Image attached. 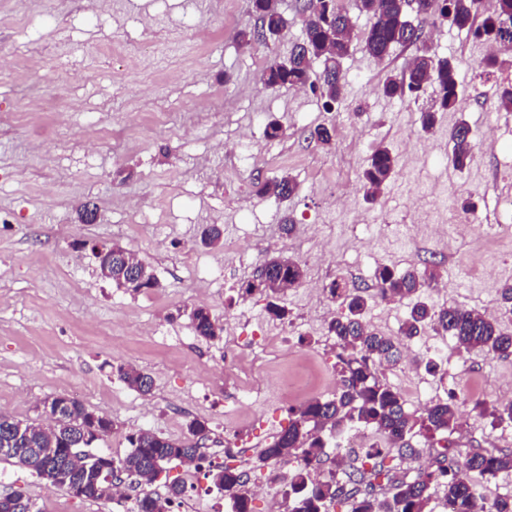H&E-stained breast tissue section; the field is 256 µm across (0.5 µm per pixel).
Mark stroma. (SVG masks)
Masks as SVG:
<instances>
[{"label": "stroma", "instance_id": "1", "mask_svg": "<svg viewBox=\"0 0 512 512\" xmlns=\"http://www.w3.org/2000/svg\"><path fill=\"white\" fill-rule=\"evenodd\" d=\"M297 5L281 0L282 39L247 46L238 34L255 23L250 0H101L94 11L86 0H43L37 14L27 0H0V113L18 103L27 109L22 119L0 120V409L33 421L46 397L77 399L115 421L92 450L116 460L130 451V434L182 440L188 420H204L208 459L221 463L233 451V465L250 476L253 512H268L265 490L288 474L255 466L261 448L287 428L289 409L333 397L338 386L326 324L339 306L309 294L308 284L366 286L379 264L433 267L449 289L429 291L426 302L480 311L512 333L498 296L512 282V111L497 102L512 79L483 74L484 41L428 20V46L459 68L458 107L439 113L434 133L421 132L417 103L377 92L384 75L415 54L412 45L376 62L353 41L344 97L330 109L308 89L263 88L262 70L303 40ZM109 45L118 55H103ZM35 57L41 73L65 80L64 112L46 108L45 87L30 72ZM274 119L285 133L270 139L264 128ZM461 120L478 140L460 171L449 160L448 131ZM319 126L334 127L330 147L310 139ZM242 137L255 143L245 166L232 150ZM420 143L433 152L397 165L367 202L359 176L373 148L400 157ZM284 174L297 184L292 197L256 195V177ZM329 182L353 191V208L331 201ZM465 195L476 204V234L460 226ZM421 207L446 221L449 251L403 236ZM285 216L296 226L289 236ZM208 224L223 227L221 245L201 244ZM238 238L259 258L283 254L302 265L303 285L280 296L287 319L268 313L265 296L240 295L258 263L228 253ZM115 242L149 265L157 287L133 292L101 277L91 247ZM200 305L223 323L221 338L196 336L189 314ZM411 346L416 364L380 372L404 391L406 410L418 415L455 396L468 434L454 438V448L512 449V427H491L474 408L512 399V356L459 351L429 328ZM228 358L264 406L227 413L235 384L219 371ZM431 359L439 369H427ZM120 365L148 374L151 394L122 383ZM411 380L419 396L406 394ZM175 483L185 492L169 512H188L198 496L213 512H232L230 499L191 466L164 465L147 490L164 498ZM18 489L38 512H120L115 501L77 498L1 459L0 495Z\"/></svg>", "mask_w": 512, "mask_h": 512}]
</instances>
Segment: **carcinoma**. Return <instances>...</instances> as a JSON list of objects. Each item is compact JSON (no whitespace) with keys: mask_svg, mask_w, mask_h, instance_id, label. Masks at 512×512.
<instances>
[{"mask_svg":"<svg viewBox=\"0 0 512 512\" xmlns=\"http://www.w3.org/2000/svg\"><path fill=\"white\" fill-rule=\"evenodd\" d=\"M359 12L368 16L369 24L363 33L362 47L375 61L387 57L396 47L412 45L425 39L421 25L413 24L404 14L402 0H355ZM252 9L260 24L272 38L288 29V20L280 8V0H252ZM300 11L303 18L304 40L286 62H274L261 73L260 82L266 88L308 87L325 98L331 106L340 102L346 75L342 62L349 54L353 21L340 0H305ZM479 13L475 0H416L415 15L422 20L448 21L466 29L477 38L512 43V0H496L494 15L476 28ZM321 59L329 66L313 75V63ZM457 65L426 50L411 58L399 74L385 76L378 91L388 98H418L431 89L436 93L433 106L422 111L421 129L430 133L436 126V113L450 112L458 102ZM452 144L450 161L454 168L463 169L470 160L473 142L471 128L461 121L449 132ZM397 158L383 146H376L360 177L361 189L367 199H375L392 177ZM257 194L288 199L297 184L287 176L257 180ZM132 254L118 244L105 249L98 258L101 274L119 287L133 292L155 286V278L137 281L130 276ZM304 271L291 257L277 256L265 260L259 273L243 281V296L260 294L269 299L270 311L278 316L286 310L276 303L277 295L286 288L301 284ZM436 270L410 268L396 273L386 265L374 272V297L381 300L414 298L409 317L401 327L402 340L382 336L366 320L367 289L349 287L333 280L324 288L327 296L340 302L342 312L327 324L328 335L336 339L339 348L334 370L339 377L333 398L312 400L299 408L289 409L293 415L288 428L258 455L260 467L277 469L296 464L288 475L293 502L288 512H329L339 501L349 512H424L433 486L443 488L445 500L452 512H474L476 492L480 481H489L503 472L512 471V450L489 451L474 448L449 456L441 444L447 440L458 421L453 396L448 401L431 404L420 417L405 409L401 393L385 382L377 367L395 364L408 342L426 328L455 340L459 350L508 357L512 355V334L505 333L497 320H491L458 306L435 308L421 299L426 289L437 281ZM197 336L206 340L220 338L223 325L205 306L190 312ZM118 379L129 388L146 395L151 392L150 376L131 365L116 368ZM52 407L59 408L51 425L22 422L0 412V458H14L34 470L52 486L64 488L76 497L89 500H110L105 479L116 472L135 476L149 483L171 462L201 467L204 454L201 441L208 438L205 423L193 419L187 423L188 433L197 443L188 445L150 430H140L129 436L132 450L121 460L83 451L94 441L112 433V418L89 410L83 403L57 395L49 398ZM479 413L490 419L493 427L512 424V401L493 404L476 403ZM361 424L382 437H390L399 456H418L424 451L436 453V467L409 478L399 476L386 465L384 449L371 446L364 449L370 467L349 466L342 477L329 474L325 479L314 477L325 456L323 433L341 438ZM206 476L233 502L234 512H253L246 485L248 474L234 466L209 463ZM383 493L378 498L377 493ZM184 493V487L174 484L169 497L162 500L145 493L136 500L137 512H168L166 505ZM0 512H35L34 504L20 491L0 495Z\"/></svg>","mask_w":512,"mask_h":512,"instance_id":"carcinoma-1","label":"carcinoma"}]
</instances>
